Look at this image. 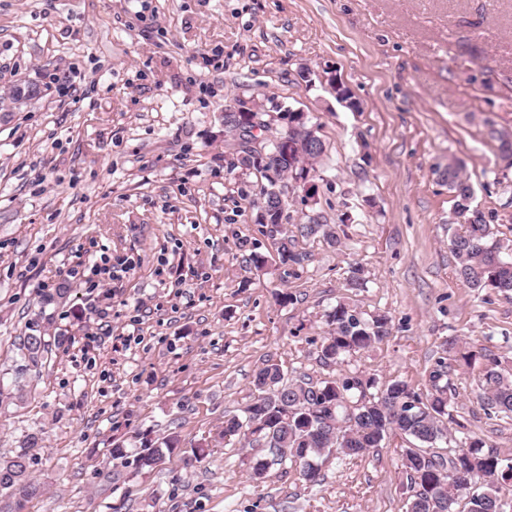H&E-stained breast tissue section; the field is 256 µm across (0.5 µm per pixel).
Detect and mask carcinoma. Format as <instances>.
Returning <instances> with one entry per match:
<instances>
[{"label":"carcinoma","mask_w":512,"mask_h":512,"mask_svg":"<svg viewBox=\"0 0 512 512\" xmlns=\"http://www.w3.org/2000/svg\"><path fill=\"white\" fill-rule=\"evenodd\" d=\"M255 112L224 113L225 131L233 134L237 161L246 169L272 171L285 181H304L323 157L324 147H305L308 119L302 112H287L288 131L265 145V156L256 158L251 130ZM454 212L466 217L460 228L448 227V249L456 261V273L474 289L491 288L512 298V258L505 256L494 237V228L478 209L471 208L473 189L462 167L448 161L445 171ZM301 233L322 234L330 244L340 243L337 225L323 217H308ZM282 263L300 265L305 254L295 250L288 232L272 238ZM332 329L322 337L319 361L339 366L346 358L381 343L392 332L390 317L379 313L363 319L355 309L339 302L327 314ZM18 350L22 370L42 367L51 352L46 331L36 325L20 338ZM485 358L482 396L487 414L512 415V367L492 354L468 350L461 358L470 365ZM448 363L440 357L429 373L430 389L417 392L394 381L375 388L376 381L358 372H344L335 378L313 382L305 377L285 378L279 364L266 361L253 377L254 396L242 415L224 420L221 436H243L258 441L255 429L270 437L273 463L290 461L297 465L300 479L315 483L320 478L318 461L334 451L363 456L393 433L410 446L402 451L401 469L411 491L407 512H497L504 488L512 486V459H504L477 437L457 440L452 426L463 427L451 411L452 392ZM38 438L30 437L16 454L0 458V512H24L25 503L40 495L43 486L30 471L31 451ZM182 452L197 462L208 456L207 449L182 447L180 435L171 432L156 440L143 438L140 451L129 457L126 448H110L112 461L131 464L138 472L154 469L165 455Z\"/></svg>","instance_id":"1"}]
</instances>
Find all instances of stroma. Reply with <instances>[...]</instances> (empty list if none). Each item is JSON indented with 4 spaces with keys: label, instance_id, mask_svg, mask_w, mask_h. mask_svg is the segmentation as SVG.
I'll return each instance as SVG.
<instances>
[{
    "label": "stroma",
    "instance_id": "35a3bbf8",
    "mask_svg": "<svg viewBox=\"0 0 512 512\" xmlns=\"http://www.w3.org/2000/svg\"><path fill=\"white\" fill-rule=\"evenodd\" d=\"M28 82L36 99L5 100ZM242 102L267 138L292 109L324 143L314 197L288 187L283 225L302 265L281 263L252 204L262 179L224 140ZM504 136L512 0H0V456L39 438L31 471L45 490L26 512H406L401 436L330 455L309 485L282 465L252 479L266 449L219 434L265 360L290 378L332 376L317 347L341 301L392 319L345 364L379 384L426 389L449 342L512 358V300L455 273L445 179L461 162L473 207L512 246ZM313 214L341 225L340 244L298 235ZM104 256L123 270L93 275ZM356 264L368 283L353 292ZM62 286L66 301L46 302ZM34 323L60 341L20 377ZM481 369L452 363V414L512 458V419L485 414ZM171 428L209 444L208 463L107 462L113 442L134 452Z\"/></svg>",
    "mask_w": 512,
    "mask_h": 512
}]
</instances>
